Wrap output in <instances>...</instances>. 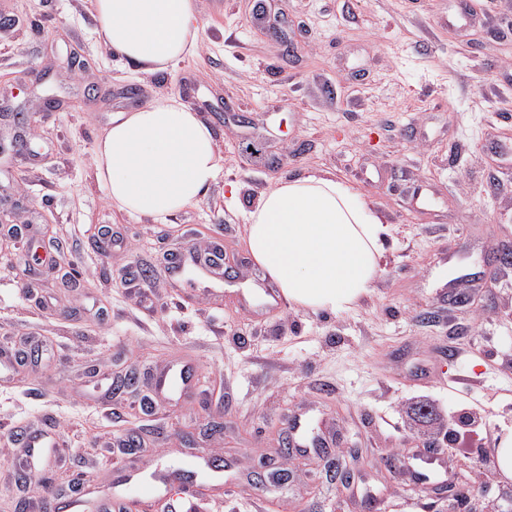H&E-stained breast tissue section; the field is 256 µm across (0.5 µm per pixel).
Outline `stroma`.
Here are the masks:
<instances>
[{"label": "stroma", "mask_w": 512, "mask_h": 512, "mask_svg": "<svg viewBox=\"0 0 512 512\" xmlns=\"http://www.w3.org/2000/svg\"><path fill=\"white\" fill-rule=\"evenodd\" d=\"M258 1L195 0L196 54L157 75L100 40L89 0H0V347L53 350L0 383V512H42L43 485L103 488L130 465L148 481L201 450L233 477L197 472V512H360L371 497L382 512H457L375 468L435 448L449 480L489 499L512 487L477 454L512 436V268L492 260L512 247V0H262L263 14ZM169 98L212 126L221 171L156 221L106 199L94 143ZM309 174L353 186L391 228L356 307L255 319L235 289L165 277L166 257L217 239L223 278L249 287L248 211ZM171 365L192 368L193 392L147 406L150 374ZM421 400L434 427L408 416ZM308 410L338 432L331 459L361 449L349 489L317 454L281 455ZM460 416L475 419L463 446L448 427ZM37 429L60 449L23 484L21 437ZM264 462L288 483L258 491Z\"/></svg>", "instance_id": "35a3bbf8"}]
</instances>
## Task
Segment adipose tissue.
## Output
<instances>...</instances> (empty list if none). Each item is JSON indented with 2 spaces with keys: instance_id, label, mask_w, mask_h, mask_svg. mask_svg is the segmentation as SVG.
<instances>
[{
  "instance_id": "adipose-tissue-1",
  "label": "adipose tissue",
  "mask_w": 512,
  "mask_h": 512,
  "mask_svg": "<svg viewBox=\"0 0 512 512\" xmlns=\"http://www.w3.org/2000/svg\"><path fill=\"white\" fill-rule=\"evenodd\" d=\"M104 43L138 70L167 71L198 46L194 0H92ZM221 165L211 129L175 99L127 113L98 139L95 177L113 206L164 219L200 200ZM388 227L333 177L283 179L249 211L247 246L288 302L315 312L368 296Z\"/></svg>"
}]
</instances>
